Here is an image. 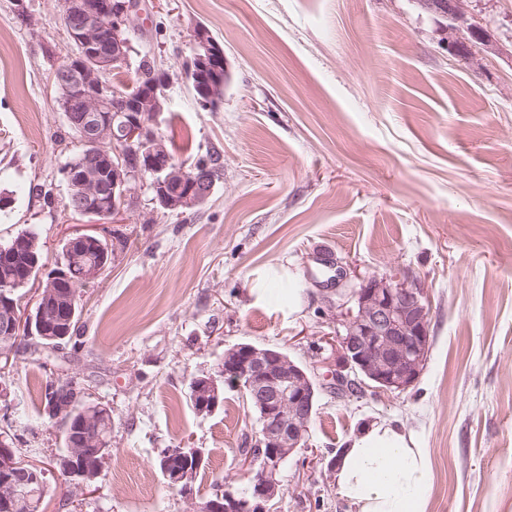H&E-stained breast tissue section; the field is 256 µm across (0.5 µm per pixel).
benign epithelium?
Segmentation results:
<instances>
[{
  "label": "benign epithelium",
  "instance_id": "obj_1",
  "mask_svg": "<svg viewBox=\"0 0 512 512\" xmlns=\"http://www.w3.org/2000/svg\"><path fill=\"white\" fill-rule=\"evenodd\" d=\"M63 16L69 37L77 50L53 71L52 80L63 92L60 104L69 124L75 128L85 147L80 162L82 173L68 180L67 210L74 215L99 217V205L112 202V222L131 204L133 182L151 175L154 201L164 209L178 213L203 204L210 196L212 178L194 175L172 164L160 137L156 119L164 110L166 95L159 78L141 84L134 96L115 90L108 74L129 63L134 47L128 30L141 10L140 0L114 5L112 0H63ZM461 41L454 47L448 41V55L457 58L465 51L471 55L488 46L487 35L478 30L451 27ZM194 55L189 75L199 102L209 106L223 88L226 58L224 48L203 25L193 29ZM111 140L112 149L103 147ZM27 244L19 238L0 245V263L11 262ZM346 269H340L330 286L349 288L355 309L336 306V317L343 331L336 332V371L334 386L348 390L363 388L368 382L383 392H403L418 379L430 349L429 312L420 286L407 279L395 281L371 277L358 284H347ZM76 284L62 266L52 271L39 289L36 307L29 321L17 319L15 304L0 301V364H11L16 334L27 328L29 335L43 331L44 322L59 306L58 292L74 300ZM248 378L253 403L261 412V427L255 446L265 450L264 464L252 472V500L248 512H266L267 505L281 490L277 480L280 466L305 442L312 417L314 391L308 374L280 351L240 344L224 351V359L211 373L190 381L193 398L201 413L211 414L220 405V387L225 383L241 385ZM68 404L51 410L60 419L84 400L85 388L71 379L64 383ZM103 460L93 470L75 472L69 461L58 466L68 485L77 492L86 487L93 471H101ZM40 465L15 460L14 449L0 443V491L4 498L26 512L31 510L26 486L39 479ZM234 496L218 495L205 505V512H234Z\"/></svg>",
  "mask_w": 512,
  "mask_h": 512
}]
</instances>
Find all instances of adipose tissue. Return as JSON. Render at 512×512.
Returning <instances> with one entry per match:
<instances>
[{"mask_svg": "<svg viewBox=\"0 0 512 512\" xmlns=\"http://www.w3.org/2000/svg\"><path fill=\"white\" fill-rule=\"evenodd\" d=\"M336 485L357 512H425L427 451L402 426L371 424L350 439L337 463Z\"/></svg>", "mask_w": 512, "mask_h": 512, "instance_id": "adipose-tissue-1", "label": "adipose tissue"}]
</instances>
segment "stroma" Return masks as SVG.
<instances>
[{
    "label": "stroma",
    "instance_id": "stroma-1",
    "mask_svg": "<svg viewBox=\"0 0 512 512\" xmlns=\"http://www.w3.org/2000/svg\"><path fill=\"white\" fill-rule=\"evenodd\" d=\"M463 3L491 34L466 60L416 0H141L121 79L144 60L165 72L160 134L185 165L217 153L222 166L178 215L136 181L119 223H97L130 243L81 289L77 348L58 367L19 353L0 378L18 455L49 469L44 512H190L157 465L166 448L204 449L195 500L243 484L254 410L230 386L210 415L187 399L239 343L283 350L321 387L272 512H355L330 463L371 422L427 449L426 512H512V0ZM199 24L229 71L206 109L186 79ZM74 51L60 0H0V241L37 232L50 268L86 227L65 207L79 143L51 85ZM324 256L355 282L420 284L431 346L406 391L325 390L339 297ZM70 377L112 411V451L76 495L51 471L63 432L43 415L46 382Z\"/></svg>",
    "mask_w": 512,
    "mask_h": 512
}]
</instances>
